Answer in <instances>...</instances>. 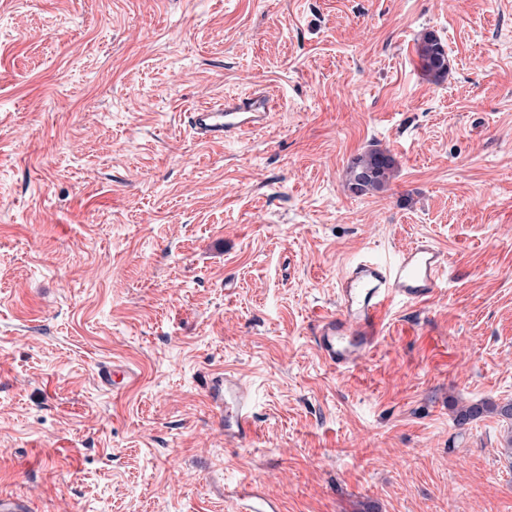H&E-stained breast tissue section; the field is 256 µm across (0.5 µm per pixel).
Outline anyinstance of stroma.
I'll use <instances>...</instances> for the list:
<instances>
[{
  "label": "stroma",
  "instance_id": "1",
  "mask_svg": "<svg viewBox=\"0 0 512 512\" xmlns=\"http://www.w3.org/2000/svg\"><path fill=\"white\" fill-rule=\"evenodd\" d=\"M256 88L262 132L188 127ZM373 145L396 176L350 194ZM422 237L446 284L327 367L342 271ZM225 369L257 391L247 447L205 395ZM509 401L512 0H0V492L225 512L247 474L282 512H512V421H455ZM416 53L423 74L435 82L448 75V55L441 38L434 32H425L416 43ZM98 376L103 385L112 390V392L127 388L128 384L134 382L130 370L123 366H115L112 368L102 366L99 368ZM119 378V379H118Z\"/></svg>",
  "mask_w": 512,
  "mask_h": 512
}]
</instances>
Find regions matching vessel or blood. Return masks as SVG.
Returning a JSON list of instances; mask_svg holds the SVG:
<instances>
[{
  "label": "vessel or blood",
  "mask_w": 512,
  "mask_h": 512,
  "mask_svg": "<svg viewBox=\"0 0 512 512\" xmlns=\"http://www.w3.org/2000/svg\"><path fill=\"white\" fill-rule=\"evenodd\" d=\"M271 112L269 98L255 93L195 109L189 113L188 123L198 138L221 143L266 127ZM449 268L447 252L427 239L382 257L366 255L350 263L339 279L336 311L321 316L314 326L322 361L336 370L362 363L376 346L392 308L430 299ZM98 376L114 391L127 388L133 381L130 370L123 366L100 367ZM205 390L224 423L225 444L238 447L251 443L255 435V390L251 383L224 371L211 375ZM225 499L230 512H279L277 501L246 477L228 488Z\"/></svg>",
  "instance_id": "vessel-or-blood-1"
}]
</instances>
